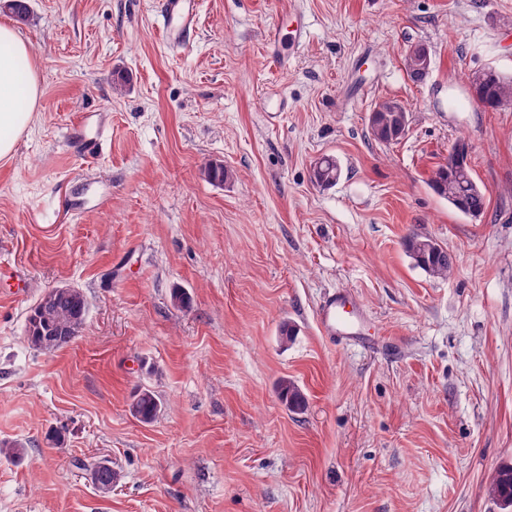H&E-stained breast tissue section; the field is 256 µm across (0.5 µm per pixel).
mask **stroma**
Listing matches in <instances>:
<instances>
[{"instance_id":"35a3bbf8","label":"stroma","mask_w":512,"mask_h":512,"mask_svg":"<svg viewBox=\"0 0 512 512\" xmlns=\"http://www.w3.org/2000/svg\"><path fill=\"white\" fill-rule=\"evenodd\" d=\"M28 3L40 106L0 160V444L26 453L0 459V512H500L512 102L483 108L468 77L512 74V0H197L176 50L163 0ZM385 99L408 115L394 143L370 130ZM86 114L91 157L69 136ZM461 138L477 220L430 185ZM325 156L342 168L327 189L310 180ZM411 234L448 248L450 277L416 265ZM61 286L86 295L85 324L34 351L30 311ZM338 292L357 340L317 323ZM139 388L153 422L129 410ZM100 459L121 475L108 494L78 466ZM161 403L158 396L149 389H139L132 395L131 414L143 423L152 422L158 415Z\"/></svg>"}]
</instances>
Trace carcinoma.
Masks as SVG:
<instances>
[{
    "label": "carcinoma",
    "instance_id": "cac0c4a2",
    "mask_svg": "<svg viewBox=\"0 0 512 512\" xmlns=\"http://www.w3.org/2000/svg\"><path fill=\"white\" fill-rule=\"evenodd\" d=\"M429 56L423 45H414L405 55V69L414 82L422 81L415 75L418 57ZM479 80L474 85L475 101L491 109L499 108L512 99V75H506L494 67L479 70ZM393 100H383L376 105L371 133L384 143L400 140L407 129V112L404 108L392 111ZM466 148L465 140H458L448 154V161L439 166L431 179L432 189L448 204L461 213L477 219L486 209L485 190L474 180L467 164V154L458 152ZM341 167L333 157H322L311 171V181L321 187H329L339 180ZM406 253L429 274L446 278L453 270L454 257L448 249L430 238L418 235L406 237ZM87 301L78 288H55L45 293L33 307L28 318L27 340L32 348L41 351L60 349L77 337L86 321ZM279 397L290 409L299 411L305 405V395L293 382L283 380L279 384ZM161 403L158 396L149 389H139L132 395L131 414L143 423L152 422L158 415ZM90 475L94 483L112 491L119 480V473L112 465L100 460L91 464ZM491 495L501 509L512 512V467L501 469L491 488Z\"/></svg>",
    "mask_w": 512,
    "mask_h": 512
}]
</instances>
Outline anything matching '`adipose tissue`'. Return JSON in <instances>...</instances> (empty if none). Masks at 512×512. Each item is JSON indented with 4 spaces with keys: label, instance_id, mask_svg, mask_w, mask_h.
<instances>
[{
    "label": "adipose tissue",
    "instance_id": "adipose-tissue-1",
    "mask_svg": "<svg viewBox=\"0 0 512 512\" xmlns=\"http://www.w3.org/2000/svg\"><path fill=\"white\" fill-rule=\"evenodd\" d=\"M40 85L31 49L17 29L0 24V159L9 158L38 109Z\"/></svg>",
    "mask_w": 512,
    "mask_h": 512
}]
</instances>
